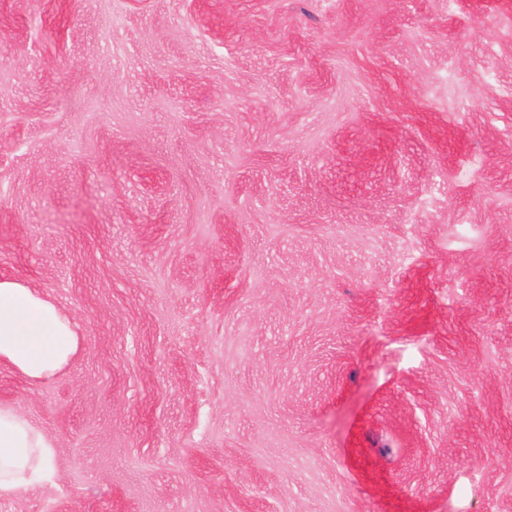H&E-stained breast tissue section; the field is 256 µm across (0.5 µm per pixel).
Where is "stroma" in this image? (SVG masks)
I'll use <instances>...</instances> for the list:
<instances>
[{
	"label": "stroma",
	"instance_id": "35a3bbf8",
	"mask_svg": "<svg viewBox=\"0 0 512 512\" xmlns=\"http://www.w3.org/2000/svg\"><path fill=\"white\" fill-rule=\"evenodd\" d=\"M0 278V512H512V0H0ZM81 345L76 326L40 290L0 279V363L30 384L43 385L70 364ZM54 444L16 406L0 405V493H15L46 480Z\"/></svg>",
	"mask_w": 512,
	"mask_h": 512
}]
</instances>
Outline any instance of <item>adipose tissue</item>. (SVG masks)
Returning a JSON list of instances; mask_svg holds the SVG:
<instances>
[{"label":"adipose tissue","instance_id":"ef3b65f1","mask_svg":"<svg viewBox=\"0 0 512 512\" xmlns=\"http://www.w3.org/2000/svg\"><path fill=\"white\" fill-rule=\"evenodd\" d=\"M75 325L40 290L0 279V363L27 382L42 385L79 353ZM54 444L16 406L0 405V493H15L46 480Z\"/></svg>","mask_w":512,"mask_h":512}]
</instances>
